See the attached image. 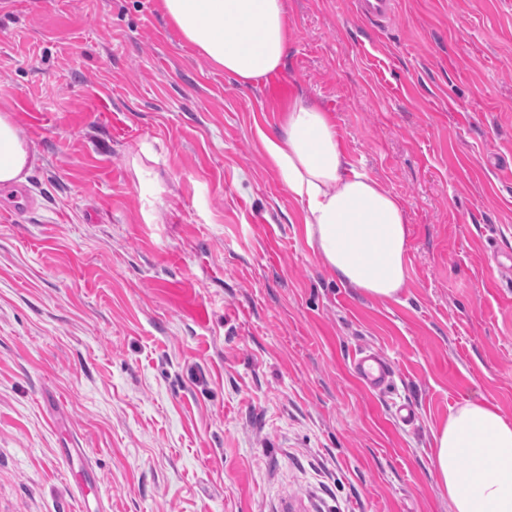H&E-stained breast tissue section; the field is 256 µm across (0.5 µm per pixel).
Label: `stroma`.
<instances>
[{"mask_svg":"<svg viewBox=\"0 0 512 512\" xmlns=\"http://www.w3.org/2000/svg\"><path fill=\"white\" fill-rule=\"evenodd\" d=\"M158 3L0 0V110L36 154L0 214V512H448L449 407L512 419V0H396L382 30L286 0L250 87ZM295 92L406 203L398 299L306 242L255 133ZM366 348L391 387L353 376Z\"/></svg>","mask_w":512,"mask_h":512,"instance_id":"stroma-1","label":"stroma"}]
</instances>
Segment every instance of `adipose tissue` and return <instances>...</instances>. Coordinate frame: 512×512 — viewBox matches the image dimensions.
I'll return each instance as SVG.
<instances>
[{
  "instance_id": "ef3b65f1",
  "label": "adipose tissue",
  "mask_w": 512,
  "mask_h": 512,
  "mask_svg": "<svg viewBox=\"0 0 512 512\" xmlns=\"http://www.w3.org/2000/svg\"><path fill=\"white\" fill-rule=\"evenodd\" d=\"M160 9L237 84H259L285 65V0H160ZM257 135L333 278L363 297L396 299L408 280L404 200L349 161L330 114L303 94L289 99L276 130ZM33 162L11 114L0 113V184L23 182ZM433 438L430 463L448 512H512V420L484 399L466 398Z\"/></svg>"
}]
</instances>
